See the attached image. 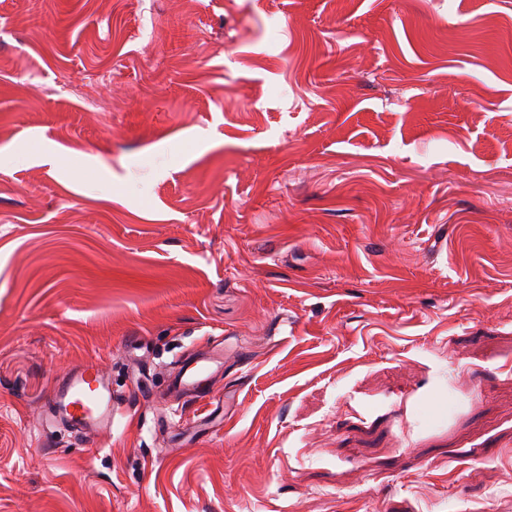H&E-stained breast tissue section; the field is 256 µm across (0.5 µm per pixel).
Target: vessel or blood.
<instances>
[{
  "label": "vessel or blood",
  "instance_id": "vessel-or-blood-1",
  "mask_svg": "<svg viewBox=\"0 0 512 512\" xmlns=\"http://www.w3.org/2000/svg\"><path fill=\"white\" fill-rule=\"evenodd\" d=\"M206 367L194 360L185 364L173 382L179 391L203 392ZM64 412L82 427L95 430L111 425L112 414L120 403L109 382L92 364L82 365L69 379L60 398Z\"/></svg>",
  "mask_w": 512,
  "mask_h": 512
}]
</instances>
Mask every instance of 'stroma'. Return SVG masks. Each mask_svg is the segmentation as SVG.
Listing matches in <instances>:
<instances>
[{"instance_id": "35a3bbf8", "label": "stroma", "mask_w": 512, "mask_h": 512, "mask_svg": "<svg viewBox=\"0 0 512 512\" xmlns=\"http://www.w3.org/2000/svg\"><path fill=\"white\" fill-rule=\"evenodd\" d=\"M507 27L0 0V512H512ZM202 360H194L185 364L173 382L174 388L179 391H194L203 393L208 377L206 367L201 364ZM64 412L85 429L112 425L120 408L110 383L93 364L82 365L69 379L60 398Z\"/></svg>"}]
</instances>
